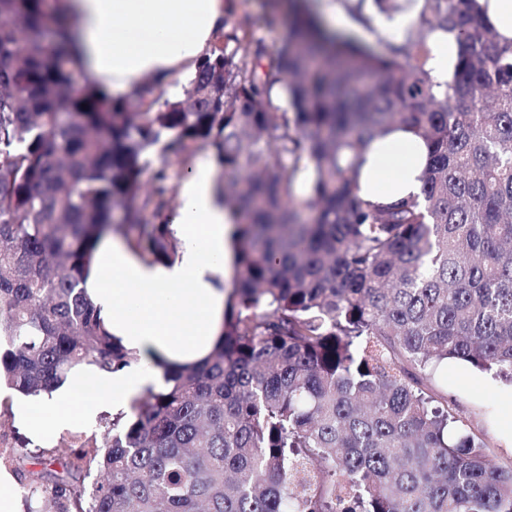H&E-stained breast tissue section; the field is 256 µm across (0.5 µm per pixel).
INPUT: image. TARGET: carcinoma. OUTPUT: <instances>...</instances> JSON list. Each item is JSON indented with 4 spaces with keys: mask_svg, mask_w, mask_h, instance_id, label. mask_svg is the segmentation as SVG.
<instances>
[{
    "mask_svg": "<svg viewBox=\"0 0 512 512\" xmlns=\"http://www.w3.org/2000/svg\"><path fill=\"white\" fill-rule=\"evenodd\" d=\"M377 53L288 0L274 53L225 22L181 96L110 98L46 0H0V388L51 395L136 357L86 290L101 243L173 263L171 158L210 150L233 231L212 351L14 466L26 512H512V463L429 387L448 361L512 385V44L480 0H417ZM460 53L444 90L430 35ZM429 146L421 199L354 191L387 128Z\"/></svg>",
    "mask_w": 512,
    "mask_h": 512,
    "instance_id": "1",
    "label": "carcinoma"
}]
</instances>
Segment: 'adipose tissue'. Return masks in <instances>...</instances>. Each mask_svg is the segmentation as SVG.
Returning <instances> with one entry per match:
<instances>
[{"mask_svg": "<svg viewBox=\"0 0 512 512\" xmlns=\"http://www.w3.org/2000/svg\"><path fill=\"white\" fill-rule=\"evenodd\" d=\"M56 9L76 20L88 76L124 92L151 77L172 88L188 79L233 6L230 0H58ZM427 154L425 142L407 129L375 139L359 170L358 195L379 202L419 195ZM214 185L206 162L182 183L173 228L183 248L175 263L144 264L118 240L100 246L101 268L87 288L137 361L112 373L74 374L50 398L15 401L13 411L30 433L87 422L102 408L129 410L147 387H161L158 358L186 363L209 354L224 318V293L215 281L230 261L232 231Z\"/></svg>", "mask_w": 512, "mask_h": 512, "instance_id": "adipose-tissue-1", "label": "adipose tissue"}]
</instances>
